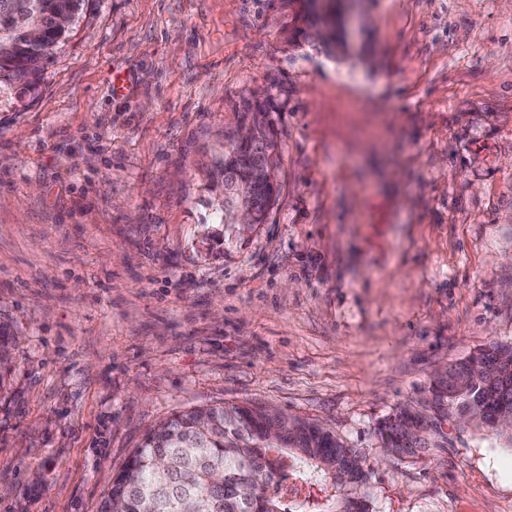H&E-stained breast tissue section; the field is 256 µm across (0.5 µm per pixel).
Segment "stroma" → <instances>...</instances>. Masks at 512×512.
I'll return each mask as SVG.
<instances>
[{"mask_svg":"<svg viewBox=\"0 0 512 512\" xmlns=\"http://www.w3.org/2000/svg\"><path fill=\"white\" fill-rule=\"evenodd\" d=\"M302 11L88 0L34 87L0 83V512H99L147 430L231 405L366 452L375 512H512L491 429L420 460L375 435L512 344V0H362L345 59ZM267 94L275 203L218 223L208 174Z\"/></svg>","mask_w":512,"mask_h":512,"instance_id":"stroma-1","label":"stroma"}]
</instances>
